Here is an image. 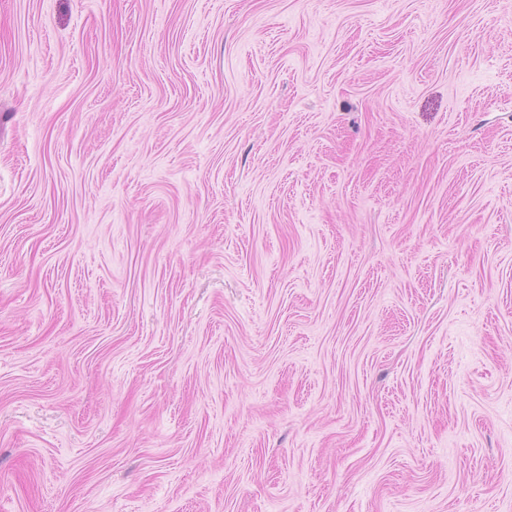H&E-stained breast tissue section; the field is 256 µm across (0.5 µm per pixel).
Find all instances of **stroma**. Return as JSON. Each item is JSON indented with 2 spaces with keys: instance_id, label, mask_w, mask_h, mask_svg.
<instances>
[{
  "instance_id": "obj_1",
  "label": "stroma",
  "mask_w": 512,
  "mask_h": 512,
  "mask_svg": "<svg viewBox=\"0 0 512 512\" xmlns=\"http://www.w3.org/2000/svg\"><path fill=\"white\" fill-rule=\"evenodd\" d=\"M0 512H512V0H0Z\"/></svg>"
}]
</instances>
